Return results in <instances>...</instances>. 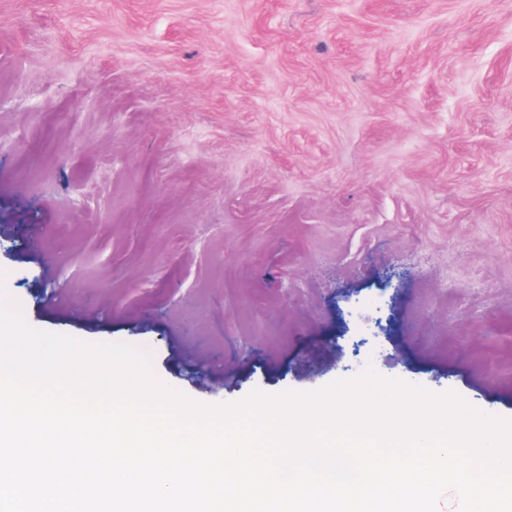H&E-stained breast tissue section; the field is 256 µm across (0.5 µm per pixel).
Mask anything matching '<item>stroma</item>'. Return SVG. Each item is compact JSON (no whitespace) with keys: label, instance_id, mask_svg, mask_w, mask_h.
<instances>
[{"label":"stroma","instance_id":"35a3bbf8","mask_svg":"<svg viewBox=\"0 0 512 512\" xmlns=\"http://www.w3.org/2000/svg\"><path fill=\"white\" fill-rule=\"evenodd\" d=\"M2 224L32 326L199 403L512 419V0H0Z\"/></svg>","mask_w":512,"mask_h":512}]
</instances>
